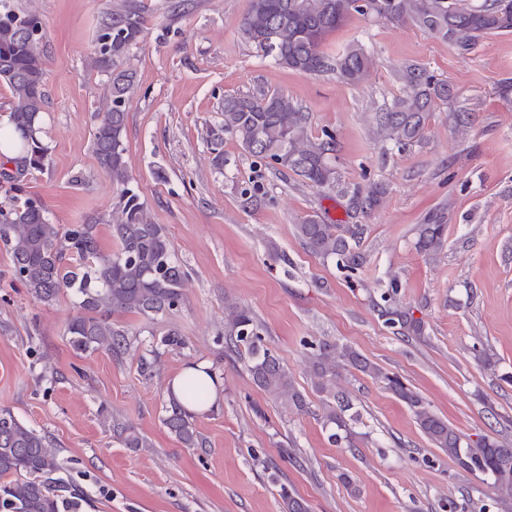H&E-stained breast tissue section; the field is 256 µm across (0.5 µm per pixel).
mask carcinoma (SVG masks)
Returning <instances> with one entry per match:
<instances>
[{"instance_id": "1", "label": "carcinoma", "mask_w": 512, "mask_h": 512, "mask_svg": "<svg viewBox=\"0 0 512 512\" xmlns=\"http://www.w3.org/2000/svg\"><path fill=\"white\" fill-rule=\"evenodd\" d=\"M369 0H249L239 34L264 58L310 75L334 74L357 87L367 80L373 56L358 39L342 50L323 49L325 37L352 13L367 14ZM377 17L408 23L467 51L485 35L512 31V0H383ZM142 34L138 6L123 4L101 20L94 51V67L110 75L111 109L97 123L92 145L112 178L115 212L109 225L117 248L106 253L99 245L98 227L104 218L62 226L51 223L42 202L23 196L21 176L43 170L49 147L40 137L44 109L45 53L40 19L11 9L0 11V83L11 91V133L4 141L14 155L0 153V179L12 183L17 195L0 205V244L12 256L13 279L37 300L51 303L66 292L78 301L80 312L66 326L68 343L77 352L106 351L123 361L137 351L129 329L112 322L115 313L131 312L153 321L184 303L183 284L189 273L174 256L165 228L153 222L150 211L131 187L125 158L127 104L134 89L133 73L118 68ZM404 91L384 111L375 113L372 133L383 143L408 146L422 138L428 113L448 105L452 90L427 68L406 64L401 69ZM222 122L208 138L223 166L224 137H234L256 167L291 174L319 190H334L336 135L324 129L311 132L309 113L285 93L224 97ZM14 168H9V165ZM385 188L371 185L366 194L352 197L353 207L373 210ZM301 243L315 256L336 259L354 273L361 266L355 251L356 231L327 224L311 215L295 225ZM448 225L417 226L416 249L429 259L447 244ZM386 323L407 334H422L421 321L405 311L398 299V283L380 294ZM224 344L244 354V367L253 384L288 412H311L308 396L292 371L264 343L262 324L247 308L224 298ZM306 363L312 392L319 400V416L328 439L340 448H353L359 413L347 394L337 388L340 370L353 368L383 383L408 408L423 436L455 460L462 469L478 472L490 481L499 500H512V445L487 435L472 440L431 410L425 399L399 376L355 350L328 340L306 341ZM164 425L187 448L202 441L191 417L171 394ZM113 436L127 448H148L147 438L133 426L112 424ZM60 464L45 437L20 422L8 409L0 410V512H77L79 498L61 494L54 482ZM284 512H308L306 502L285 486L279 488Z\"/></svg>"}]
</instances>
